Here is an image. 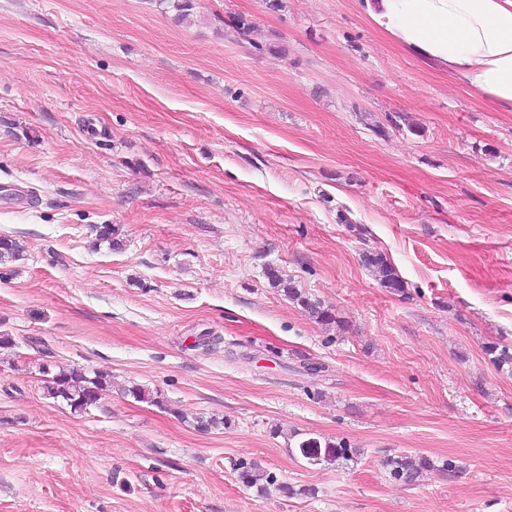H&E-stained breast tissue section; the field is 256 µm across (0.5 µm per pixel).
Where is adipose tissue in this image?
I'll return each mask as SVG.
<instances>
[{
	"mask_svg": "<svg viewBox=\"0 0 512 512\" xmlns=\"http://www.w3.org/2000/svg\"><path fill=\"white\" fill-rule=\"evenodd\" d=\"M383 33L512 112V0H355Z\"/></svg>",
	"mask_w": 512,
	"mask_h": 512,
	"instance_id": "obj_1",
	"label": "adipose tissue"
}]
</instances>
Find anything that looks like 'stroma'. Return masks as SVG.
I'll return each instance as SVG.
<instances>
[{
    "instance_id": "1",
    "label": "stroma",
    "mask_w": 512,
    "mask_h": 512,
    "mask_svg": "<svg viewBox=\"0 0 512 512\" xmlns=\"http://www.w3.org/2000/svg\"><path fill=\"white\" fill-rule=\"evenodd\" d=\"M0 235V512H512V112L354 0H0ZM46 361L112 389L75 413ZM365 263L372 267L381 285L390 292L404 293L405 282L400 278L396 269L382 254H370L365 256ZM267 277L274 287H283L284 292L288 295L293 301H296L302 308L315 319L317 322L330 325L337 324L340 327H343L342 321L336 318V315L332 312L331 309L325 308L320 302L312 301L308 297H305L304 294L299 291V289L294 288L291 285L290 281H284L282 276L276 271L274 268H270L267 272ZM301 456L311 462H336L348 458V449L345 445L336 446L335 443L325 440L323 443L317 438H308L298 445ZM393 474L396 477L404 478L408 482L416 480L423 471L432 468V464L426 458H421L417 464L407 458H399L392 461Z\"/></svg>"
}]
</instances>
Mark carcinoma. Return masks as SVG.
Masks as SVG:
<instances>
[{
    "instance_id": "carcinoma-1",
    "label": "carcinoma",
    "mask_w": 512,
    "mask_h": 512,
    "mask_svg": "<svg viewBox=\"0 0 512 512\" xmlns=\"http://www.w3.org/2000/svg\"><path fill=\"white\" fill-rule=\"evenodd\" d=\"M24 247L16 239L7 236H0V261L18 260L23 256ZM365 263L372 267L381 285L391 292L403 293L406 290L405 282L400 278L396 269L387 258L381 254H370L365 256ZM267 277L274 287L283 288L288 298L297 302L317 322L330 325H342V321L336 318L332 310L324 307L321 303L313 301L291 284L284 281L282 276L275 269L267 272ZM485 352L493 356L494 362L505 365L512 364V353L509 348L502 347L497 343H490L485 346ZM42 374L49 376L45 382V396L55 401H63L76 413H81L95 406L101 396L112 390V380L107 374L95 372L88 374L79 368L62 369L51 373L50 364L42 365ZM129 395L140 401L149 402L155 406H164V400L158 393H151L148 389L134 385L127 389ZM301 456L311 462L320 461L334 462L340 458H348V449L345 445H336L330 441H320L317 438H308L298 445ZM393 474L408 482L416 480L422 472L432 468V464L426 458L418 463L406 458H399L392 461Z\"/></svg>"
}]
</instances>
